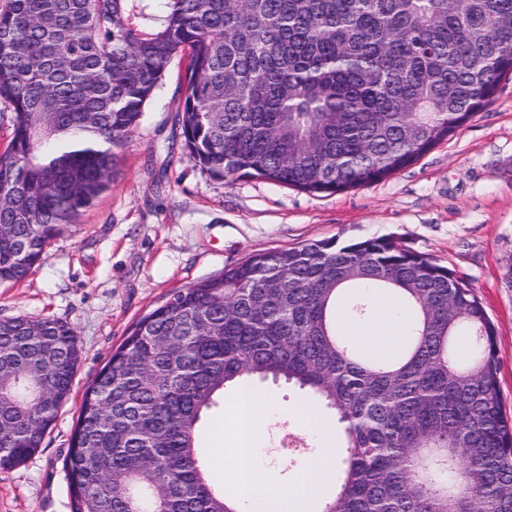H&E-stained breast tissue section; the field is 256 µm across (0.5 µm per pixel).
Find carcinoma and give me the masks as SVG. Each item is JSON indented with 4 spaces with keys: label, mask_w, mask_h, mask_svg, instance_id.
Here are the masks:
<instances>
[{
    "label": "carcinoma",
    "mask_w": 512,
    "mask_h": 512,
    "mask_svg": "<svg viewBox=\"0 0 512 512\" xmlns=\"http://www.w3.org/2000/svg\"><path fill=\"white\" fill-rule=\"evenodd\" d=\"M181 148L213 178L306 194L382 181L512 77V0H0V282L110 186L175 60ZM407 347L370 360L344 321L377 292ZM79 353L65 321L0 320V468L37 453ZM496 332L453 271L391 238L257 253L140 319L87 388L64 459L71 512H241L197 443L241 380L311 392L345 436L320 512H512Z\"/></svg>",
    "instance_id": "carcinoma-1"
}]
</instances>
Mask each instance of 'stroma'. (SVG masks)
<instances>
[{
	"mask_svg": "<svg viewBox=\"0 0 512 512\" xmlns=\"http://www.w3.org/2000/svg\"><path fill=\"white\" fill-rule=\"evenodd\" d=\"M184 64L172 65L126 144L112 184L64 227L24 281L0 283V320L68 322L79 348L69 399L39 452L0 469V512H70L63 460L86 388L135 324L170 295L252 254L315 240L395 239L467 281L497 333L503 411L512 418V79L450 139L378 183L313 196L256 178L214 179L174 145ZM274 403L254 461L273 484H293L324 439L342 445L332 413L283 382L260 383ZM313 406L320 421L299 417ZM234 431L220 397L200 429L206 459Z\"/></svg>",
	"mask_w": 512,
	"mask_h": 512,
	"instance_id": "35a3bbf8",
	"label": "stroma"
}]
</instances>
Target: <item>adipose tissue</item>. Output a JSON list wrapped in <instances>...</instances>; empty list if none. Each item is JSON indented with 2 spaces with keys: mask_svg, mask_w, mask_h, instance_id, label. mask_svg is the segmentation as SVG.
<instances>
[{
  "mask_svg": "<svg viewBox=\"0 0 512 512\" xmlns=\"http://www.w3.org/2000/svg\"><path fill=\"white\" fill-rule=\"evenodd\" d=\"M373 329L348 326L351 340L378 354L395 355L404 342L405 323L394 316L387 301L376 305ZM270 401L252 385L243 384L232 398L237 417H248L249 428H235V445L224 451V479L240 497L257 503L259 512H305L312 497L320 492L336 466V450L322 448L315 460L306 466L301 479L292 486H273L266 474L253 461L252 442L260 426V418Z\"/></svg>",
  "mask_w": 512,
  "mask_h": 512,
  "instance_id": "obj_1",
  "label": "adipose tissue"
}]
</instances>
